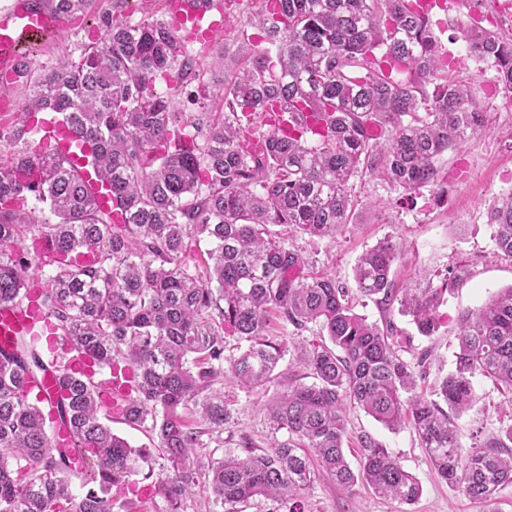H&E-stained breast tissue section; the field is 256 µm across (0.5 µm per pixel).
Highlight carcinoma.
Segmentation results:
<instances>
[{"mask_svg": "<svg viewBox=\"0 0 512 512\" xmlns=\"http://www.w3.org/2000/svg\"><path fill=\"white\" fill-rule=\"evenodd\" d=\"M126 2L112 0L101 44L36 81L12 132L23 138L37 113L51 112L87 148L65 161L43 145L0 166V306L40 288L63 389L46 408L31 397L27 385L48 367L36 337L21 334L0 352V512H133L113 489L140 476L155 479L166 512H182L201 485L231 512L257 497L294 512L321 474L415 503L419 482L371 436H360L361 462L351 468L343 448L351 407L389 429L412 427L442 480L494 501L512 485V426L465 450L449 413L471 408L478 376L512 397V287L459 316L455 370L428 398L416 392L392 326L353 312L336 279L292 275L305 259L271 230L335 233L348 220L350 181L365 171L405 192L437 187L436 158L487 129V113L445 74L431 14L417 10L419 0H262L250 23L266 46L255 45L223 87L224 111L186 118L155 92L185 55L183 39L168 21L132 22ZM487 22L483 14L469 23L468 48L512 95V38ZM245 116L256 130L242 125ZM22 166L40 169V181L22 183ZM85 171L110 192L112 210L100 208ZM30 193L56 222L27 207ZM487 223L497 252L512 258V192ZM201 240L210 244L202 267L188 262ZM44 241L54 250L48 264ZM400 252L391 240L367 250L356 287L431 336L462 276L450 267L436 285L395 288ZM34 264L53 274L30 282ZM272 311L297 332L312 323L326 332L330 344L304 357L314 382L290 383L269 403L270 425L285 439L258 453L244 440L240 453L204 462L195 452L202 436L224 432L229 420L224 394L212 391L219 378L246 388L276 379L285 345L267 336ZM228 328L248 342L231 358ZM121 361L136 393L124 419L157 440L158 467L103 421L96 369ZM190 405L205 430L186 424ZM78 470L91 487L76 496Z\"/></svg>", "mask_w": 512, "mask_h": 512, "instance_id": "carcinoma-1", "label": "carcinoma"}]
</instances>
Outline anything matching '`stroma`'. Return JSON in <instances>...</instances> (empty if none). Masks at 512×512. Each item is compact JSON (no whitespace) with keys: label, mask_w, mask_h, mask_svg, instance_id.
<instances>
[{"label":"stroma","mask_w":512,"mask_h":512,"mask_svg":"<svg viewBox=\"0 0 512 512\" xmlns=\"http://www.w3.org/2000/svg\"><path fill=\"white\" fill-rule=\"evenodd\" d=\"M111 9L112 0H91L85 10L64 19L59 35L28 58L29 77L8 87V98L24 103L31 82L62 61L79 60L88 45L101 41L100 17ZM254 10L252 0H235L225 13L222 30L207 47L187 44L191 68L175 72L168 80H157V92L172 99L175 111L218 107L225 59L260 41L258 30L248 23ZM477 12L485 13L504 36L512 38V10L500 11L496 0H454L450 12L434 11L432 28L450 63L449 77L471 85L477 103L489 114L488 130L470 135L459 149L440 157V188L425 187L407 195L383 179L363 175L354 184L355 204L347 224L327 236L297 233L290 239L307 259L310 271L332 276L350 288L355 312L381 325L393 323L404 347L403 356L424 394L455 367L461 313L480 308L499 289L512 286V259L497 252L493 229L486 221L489 205L512 192V100L505 98L496 71L468 56L462 29ZM386 238L403 246L392 267L395 287L426 285L450 267L461 269L464 275L459 288L448 292L439 307V329L433 337L420 336L410 317L395 309L384 310L375 299L353 289L358 258ZM274 333L287 343L277 369L278 381L253 390L224 383L230 419L223 434L206 436L205 447L197 451L199 458L219 459L224 453L239 451L245 436L258 449L269 448L276 436L267 421V401L282 383H311L301 352L315 341L318 327L295 333L278 322ZM474 389L473 408L456 419L460 441L466 447L512 425V402L490 380L476 378ZM364 433L382 443L416 476L422 487L417 502L407 505L383 499L361 484L347 491L322 477L299 500L302 512H512V486L502 489L494 501L470 500L438 477L411 428L387 429L359 409L349 414L344 444L351 466L359 464L358 438Z\"/></svg>","instance_id":"stroma-1"}]
</instances>
